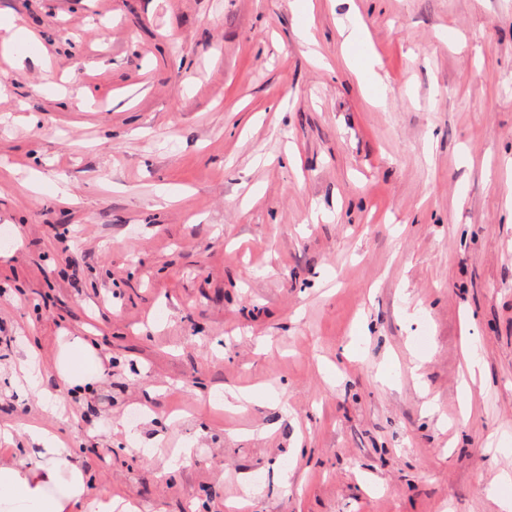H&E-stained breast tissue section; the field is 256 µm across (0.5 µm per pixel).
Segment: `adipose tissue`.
<instances>
[{
  "instance_id": "obj_1",
  "label": "adipose tissue",
  "mask_w": 512,
  "mask_h": 512,
  "mask_svg": "<svg viewBox=\"0 0 512 512\" xmlns=\"http://www.w3.org/2000/svg\"><path fill=\"white\" fill-rule=\"evenodd\" d=\"M98 358L89 344L74 339L58 354L53 372L67 388L84 386ZM31 437L41 446L44 461L28 464L20 458L0 459V512H137L132 503L114 497L111 490L88 491L89 477L72 463L57 436L45 428H33Z\"/></svg>"
}]
</instances>
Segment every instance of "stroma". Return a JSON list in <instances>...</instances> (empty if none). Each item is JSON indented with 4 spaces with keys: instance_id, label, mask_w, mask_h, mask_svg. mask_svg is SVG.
Listing matches in <instances>:
<instances>
[{
    "instance_id": "obj_1",
    "label": "stroma",
    "mask_w": 512,
    "mask_h": 512,
    "mask_svg": "<svg viewBox=\"0 0 512 512\" xmlns=\"http://www.w3.org/2000/svg\"><path fill=\"white\" fill-rule=\"evenodd\" d=\"M0 18L6 455L44 419L141 512H512V0ZM0 31L3 32V42L5 49H13L29 42L32 34L26 28L17 26L9 18L0 19ZM99 363L89 344L77 337L66 351L58 354L53 364V372L64 387H83L88 382L89 371Z\"/></svg>"
}]
</instances>
